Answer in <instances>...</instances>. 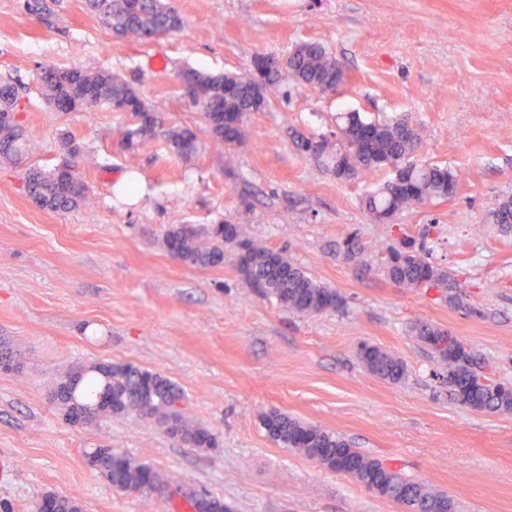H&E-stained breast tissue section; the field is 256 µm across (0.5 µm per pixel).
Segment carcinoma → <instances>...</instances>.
Masks as SVG:
<instances>
[{"label":"carcinoma","mask_w":512,"mask_h":512,"mask_svg":"<svg viewBox=\"0 0 512 512\" xmlns=\"http://www.w3.org/2000/svg\"><path fill=\"white\" fill-rule=\"evenodd\" d=\"M129 0H88L91 11L115 34L136 40H150L159 31L175 32L183 20L165 0H136L139 9L130 11ZM287 72L299 84L320 92L334 91L341 81L340 61L316 42H302L287 55ZM247 72L208 73L188 69L182 74L185 85L199 92L202 99L189 103L204 112L208 132L214 143L241 145L247 139L245 117L259 111L282 78L271 69L258 85L245 81ZM37 82L45 100L59 112L107 106L112 111L128 105L140 114L141 123L121 131V142L135 151L154 139L164 126L158 113L149 108L136 87L124 77L109 71L81 67L44 68ZM18 89L8 78L0 80V108L16 107ZM337 131L317 140L298 134L293 139L297 152L324 160L330 171L345 174V180L369 179L381 169L393 170V176L363 201L377 224H390L402 210L420 207L448 198L457 190L459 175L445 165L414 163L421 138L408 117L369 119L358 112L339 116ZM163 136L169 148L180 157L199 150L197 134L183 126L167 128ZM25 142L16 123H0V160H19ZM28 197L41 209L65 213L84 207L89 191L74 171L31 169L24 177ZM490 223L512 229V196L504 197L490 212ZM167 251L184 264L208 268L234 258L240 275L265 296L300 314H323L341 308L338 292L314 280L284 251L274 250L249 236L242 224H218L198 229L186 224L169 226L163 234ZM377 248L386 253L384 272L397 286L404 288H447L448 272L425 258L426 246L412 241L401 248L378 241L368 247L350 239L345 256L356 258L365 249ZM415 335L436 356L448 373V387L463 406L479 412L512 411V385L493 382L484 385L477 380L482 374L470 350L450 346L438 348L435 343L448 331L430 323L415 327ZM358 357L368 372L385 381L403 379L406 367L393 353L376 345H360ZM54 398L65 410L66 418L76 411H90L97 418L124 416L136 412L164 427L172 437L195 448L216 446L215 434L206 426L185 416L179 409L182 391L168 377L132 364L93 363L80 366L62 380ZM267 434L281 447L295 450L313 463L329 469L350 472L358 482L374 488L382 498L395 501L405 512H456L453 498L444 492H433L423 484L403 476L386 462L372 458L344 437L303 423L280 411L263 416ZM88 466L114 488L126 493L153 495L169 484L168 478L152 466L112 448H93L86 452ZM196 512H233L219 497L181 491Z\"/></svg>","instance_id":"obj_1"}]
</instances>
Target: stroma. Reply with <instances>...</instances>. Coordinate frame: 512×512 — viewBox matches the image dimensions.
Wrapping results in <instances>:
<instances>
[{
    "label": "stroma",
    "mask_w": 512,
    "mask_h": 512,
    "mask_svg": "<svg viewBox=\"0 0 512 512\" xmlns=\"http://www.w3.org/2000/svg\"><path fill=\"white\" fill-rule=\"evenodd\" d=\"M182 28L125 41L86 0L53 12L0 0V77L19 86V123L32 144L0 161V341L18 360L0 369V512H31L55 492L82 512H152V498L112 488L85 462L109 446L164 472L172 487L205 491L234 512H400L355 479L281 448L261 417L272 410L338 433L404 476L451 496L457 512H512V411L477 412L451 395L446 372L412 328L447 329L484 372L512 383V232L488 220L512 195V0H172ZM323 45L346 83L321 93L283 77L246 117L242 146H215L180 85L189 68L248 69L301 42ZM46 66L125 77L165 125L191 128L199 151L182 159L164 137L136 151L117 129L126 112L99 106L59 112L36 81ZM410 118L421 161L463 175L453 198L377 224L362 205L370 181H339L292 139L336 128L338 113ZM80 147L69 157L60 136ZM73 162L91 205L37 207L27 169ZM135 177L125 196L117 184ZM248 225L346 299L339 313L301 315L264 297L232 260L187 266L162 244L168 225ZM360 242H424L469 302L434 288H401L384 257L344 255ZM406 364L397 383L371 376L360 343ZM130 363L184 392L182 407L217 437L195 448L134 415L72 426L52 393L76 366Z\"/></svg>",
    "instance_id": "stroma-1"
}]
</instances>
